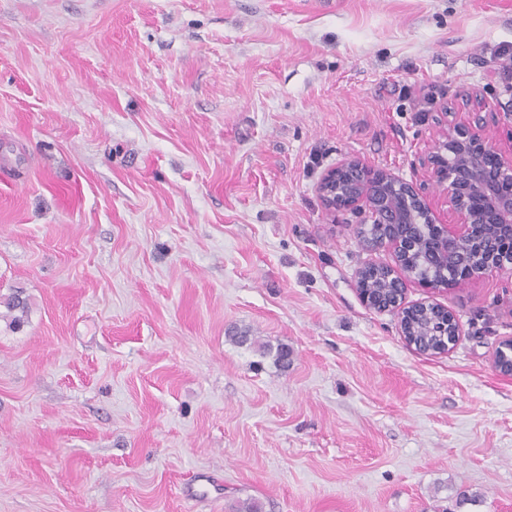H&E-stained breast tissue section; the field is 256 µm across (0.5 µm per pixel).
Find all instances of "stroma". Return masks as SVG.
<instances>
[{
    "label": "stroma",
    "mask_w": 512,
    "mask_h": 512,
    "mask_svg": "<svg viewBox=\"0 0 512 512\" xmlns=\"http://www.w3.org/2000/svg\"><path fill=\"white\" fill-rule=\"evenodd\" d=\"M505 46L512 0H0V512H512V271L409 284L462 326L419 353L316 192L457 223L426 155L446 110L512 150Z\"/></svg>",
    "instance_id": "1"
}]
</instances>
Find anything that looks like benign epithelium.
<instances>
[{
	"instance_id": "7a95c632",
	"label": "benign epithelium",
	"mask_w": 512,
	"mask_h": 512,
	"mask_svg": "<svg viewBox=\"0 0 512 512\" xmlns=\"http://www.w3.org/2000/svg\"><path fill=\"white\" fill-rule=\"evenodd\" d=\"M485 125L480 113H474L472 122L459 124L447 121L434 137L428 152V171L432 182L445 195L459 218L457 224H441L439 231L448 256V265L461 271L457 276L463 286L489 272L512 266V249L486 254L482 264L475 266L471 256L474 234L479 224H496L498 229L512 236V192L502 189L503 176H512V151L504 152L484 133ZM341 172H351L359 179L349 183L346 208L361 209L368 213L375 224H410L419 216L434 224L436 218L423 191L404 182L382 169H373L358 159H345L327 170L320 178L316 192L323 208L336 210V177ZM478 189L485 207L476 212L469 208L468 195ZM366 249L387 248L396 259L388 278L392 279L391 300L376 302L364 291L361 300L374 310L391 312L398 316L402 336L410 335L406 317L414 312L435 310L445 317L448 340L442 351H449L460 336V325L447 308L436 303L405 301L407 283L414 282L432 291L441 285L430 279H415L402 268V258L412 251L405 235H386L363 244ZM497 371L512 375V338L500 343L495 357Z\"/></svg>"
}]
</instances>
